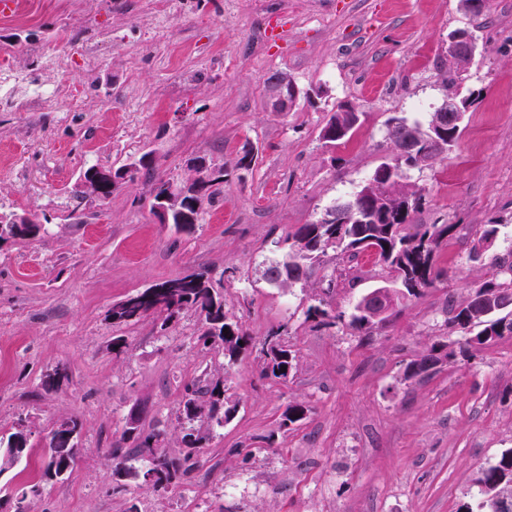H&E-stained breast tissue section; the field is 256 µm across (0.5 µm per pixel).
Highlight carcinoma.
<instances>
[{
  "mask_svg": "<svg viewBox=\"0 0 512 512\" xmlns=\"http://www.w3.org/2000/svg\"><path fill=\"white\" fill-rule=\"evenodd\" d=\"M448 57L447 83L455 84L466 71L462 60L453 53ZM448 119L446 149L436 147L433 133L439 116ZM362 113L338 108L321 128L320 138L336 144L349 139L361 123ZM465 113L432 112L422 123L410 121L395 113L386 122L390 152L382 157L368 178L373 193V203L365 206L358 195L326 209L325 213L312 224L300 226L282 241L275 242L281 257L272 261L264 270L265 281L283 287L303 279L321 261L330 248L340 251L348 261H355L365 252L374 254L376 262L388 271L389 283L397 285L389 299L393 305L404 300L418 298L425 289L434 286L442 276L437 268L436 257L442 243L455 230L454 224H422L414 234L405 232L411 223L412 214L421 210L428 202L426 189L408 181L407 171L411 168L431 167L448 158L458 145L463 131ZM499 233V224L491 221L475 232L470 241L468 258L477 261L488 252ZM159 293L147 301L133 303L130 309L112 312V325L121 327L139 322L152 315L166 327L185 309L194 310L202 324L200 341L205 347L218 343L224 354V364L238 360L251 346L249 336L243 331L234 315L226 310L224 294L212 287L208 272L199 271L170 278L155 284ZM377 289L360 296L349 316L348 327L360 335H368L375 325L388 319L376 318L379 311L374 295ZM449 322L464 337V344L488 346L503 336L512 335V250L494 257L491 263V278L469 294L463 303L450 309ZM307 318L320 325L334 326L343 321L344 315L329 310L325 304L311 306ZM265 376L285 381L287 377L281 368H293L291 351L283 343L280 331L266 336L262 344ZM444 355L442 346L432 345L428 354L413 363L407 376L416 377L437 365ZM206 398L209 402L208 426L222 427L230 421L237 406L226 396V389L215 383L206 388L196 385L185 387L183 415L189 422L194 421L190 408L197 400ZM72 429L56 428L48 439L44 475L59 476L61 464L74 463L72 449L78 444L81 423L69 418ZM160 433L138 432L132 436L124 434V440L133 442V453L122 451L121 446L112 450L117 460L115 470L131 477L138 468L131 462H142L147 469L161 473L164 485H169L188 473L196 465L200 448L208 440V434L197 432L195 439L182 436L186 454L179 459H170L159 448ZM26 440L18 427L0 434V475L16 468L22 461ZM474 483L480 500L477 512H489V502L501 501L500 512H512V450L503 453L493 464L478 472Z\"/></svg>",
  "mask_w": 512,
  "mask_h": 512,
  "instance_id": "obj_1",
  "label": "carcinoma"
}]
</instances>
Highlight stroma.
<instances>
[{
  "mask_svg": "<svg viewBox=\"0 0 512 512\" xmlns=\"http://www.w3.org/2000/svg\"><path fill=\"white\" fill-rule=\"evenodd\" d=\"M62 2L22 0L0 16V210L52 217L36 239L0 244V430L23 417L32 433L27 466L1 474L0 486L39 484L29 512L476 504L477 472L512 449V336L464 346L446 308L489 278L488 261L467 258L483 224H501L494 252L512 244V0H490L476 18L458 0H169L163 15L155 0H75L71 15ZM460 28L484 47L460 88L474 97L461 139L447 160L408 172L429 192L413 223L455 227L437 254L446 275L369 337L318 325L309 306L323 298L348 311L386 271L372 256L349 263L331 250L307 280L276 288L262 278L274 243L357 191L389 146L392 113L423 122L435 111L447 94L448 35ZM41 46L63 59L38 55ZM276 72L320 98L269 111ZM33 85L55 98L41 112L12 111ZM345 103L365 118L347 142L325 145L320 129ZM247 145L255 164L240 171ZM145 152L162 179L181 180L199 156L223 167L192 232L159 221L143 178L103 200L79 197L84 169ZM198 269L252 339L233 365L200 344L193 311L164 328L108 320L112 304ZM275 330L294 356L284 382L261 375V344ZM435 343L450 358L406 378ZM60 365L68 380L43 389L42 373ZM218 378L238 411L211 431L190 475L165 489L114 480L112 448L130 411L181 457L184 388ZM296 402L308 414L283 424ZM72 416L79 452L65 479H47L45 439Z\"/></svg>",
  "mask_w": 512,
  "mask_h": 512,
  "instance_id": "obj_1",
  "label": "stroma"
}]
</instances>
